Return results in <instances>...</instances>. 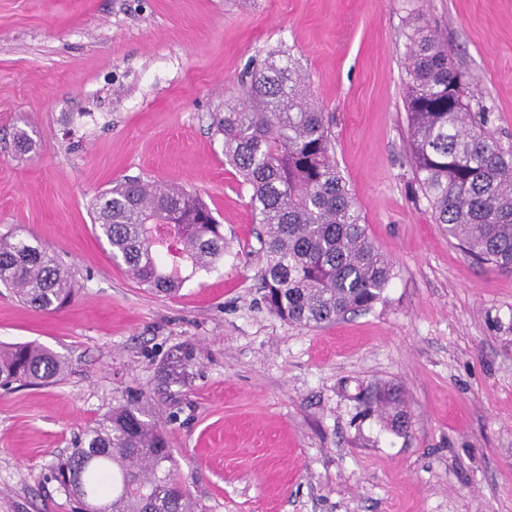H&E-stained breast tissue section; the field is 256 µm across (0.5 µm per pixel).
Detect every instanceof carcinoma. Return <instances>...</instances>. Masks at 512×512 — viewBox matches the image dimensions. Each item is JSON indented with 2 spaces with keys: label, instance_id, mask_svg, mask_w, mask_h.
Instances as JSON below:
<instances>
[{
  "label": "carcinoma",
  "instance_id": "cac0c4a2",
  "mask_svg": "<svg viewBox=\"0 0 512 512\" xmlns=\"http://www.w3.org/2000/svg\"><path fill=\"white\" fill-rule=\"evenodd\" d=\"M404 58L410 154L435 223L478 265L512 272V145L472 109L448 47L425 25L411 27ZM224 158L250 190L261 225L259 280L267 310L300 327H319L369 310L394 278L392 262L368 236L342 175L329 120L289 54L255 62L242 97L213 116ZM93 227L112 260L139 283L174 296L224 260L223 225L197 192L126 179L93 204ZM0 286L43 312L66 307L79 284L38 239L0 237ZM68 360L27 342L0 346V388L49 386ZM391 427L409 416L389 393ZM52 478L81 512H194L166 432L143 393H132L78 440Z\"/></svg>",
  "mask_w": 512,
  "mask_h": 512
}]
</instances>
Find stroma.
Here are the masks:
<instances>
[{
  "label": "stroma",
  "mask_w": 512,
  "mask_h": 512,
  "mask_svg": "<svg viewBox=\"0 0 512 512\" xmlns=\"http://www.w3.org/2000/svg\"><path fill=\"white\" fill-rule=\"evenodd\" d=\"M414 24L447 42L512 143V0H0V235L35 236L80 283L57 312L0 288V345L69 361L55 385L0 389V512H76L51 466L131 390L150 398L196 512H512V272L474 263L418 189ZM272 49L299 60L394 267L370 310L322 327L263 306L259 226L212 127ZM19 127L31 153L14 149ZM132 177L198 191L224 226L223 263L176 297L92 229L96 195ZM188 346L183 382L161 385ZM386 388L406 430L368 404Z\"/></svg>",
  "instance_id": "obj_1"
}]
</instances>
